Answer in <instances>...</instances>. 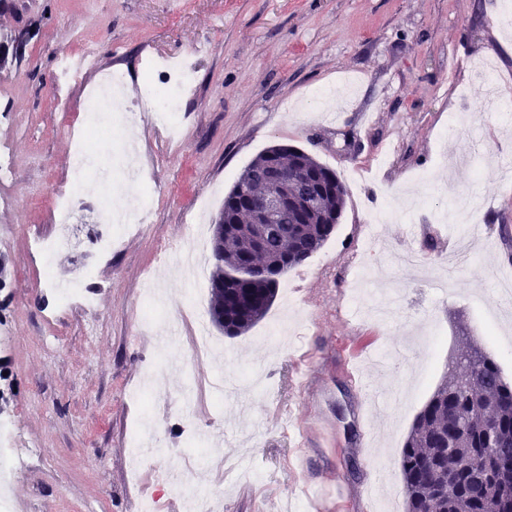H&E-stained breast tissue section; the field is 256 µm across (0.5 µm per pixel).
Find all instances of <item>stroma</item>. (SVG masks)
I'll list each match as a JSON object with an SVG mask.
<instances>
[{
  "label": "stroma",
  "mask_w": 512,
  "mask_h": 512,
  "mask_svg": "<svg viewBox=\"0 0 512 512\" xmlns=\"http://www.w3.org/2000/svg\"><path fill=\"white\" fill-rule=\"evenodd\" d=\"M512 0H0V424L22 467L13 512H137L142 498L174 500L173 450L193 443V481L222 499L221 512H379L368 496L384 460L398 458L417 414L467 346L480 347L512 384V310L491 280L512 259V117L479 106L489 87L470 67L497 61L512 89ZM93 50L140 95L151 61L178 60L194 74L179 135L154 115L127 127L143 146L153 222L123 232L98 263L96 313L54 305L50 281L72 282V247L51 261L50 190L73 188L72 129L89 109L72 89L71 111L51 96L55 58ZM471 122L449 126L462 104ZM272 145L311 154L348 189L325 244L280 277L266 316L228 337L209 316L204 272H175L167 245L199 244L249 162ZM472 194L480 207L476 257L440 288L439 263L458 223L433 210ZM386 247L367 267V224ZM412 248L430 265L418 283L395 277L392 253ZM166 321L147 324V289ZM217 342L222 365L196 354L197 332ZM370 384L357 388L347 359ZM311 369L314 386L300 389ZM262 373L264 392L206 390L216 374ZM153 377L152 406L134 396ZM320 415L332 437L297 447L294 431ZM159 432L151 482L134 477L128 448L140 424ZM307 460L305 471L296 464Z\"/></svg>",
  "instance_id": "stroma-1"
}]
</instances>
